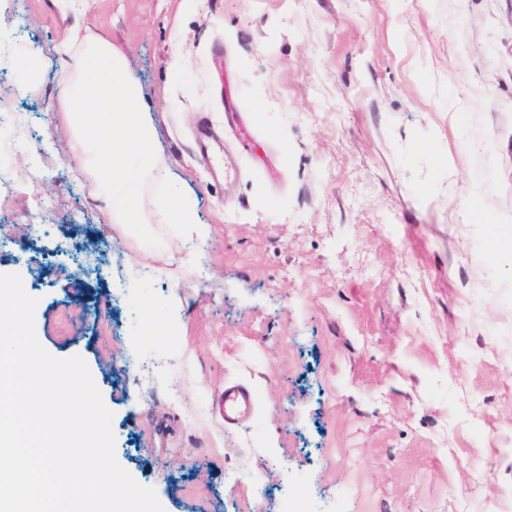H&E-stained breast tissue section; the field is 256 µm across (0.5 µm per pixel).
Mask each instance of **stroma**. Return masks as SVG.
<instances>
[{"mask_svg": "<svg viewBox=\"0 0 512 512\" xmlns=\"http://www.w3.org/2000/svg\"><path fill=\"white\" fill-rule=\"evenodd\" d=\"M89 34L165 161L158 248L62 118ZM16 41L0 273L164 512H512V0H0ZM169 184L201 236L163 222ZM228 383L257 399L236 425ZM255 395L245 386L225 385L218 398V413L225 424H236L252 417Z\"/></svg>", "mask_w": 512, "mask_h": 512, "instance_id": "1", "label": "stroma"}]
</instances>
